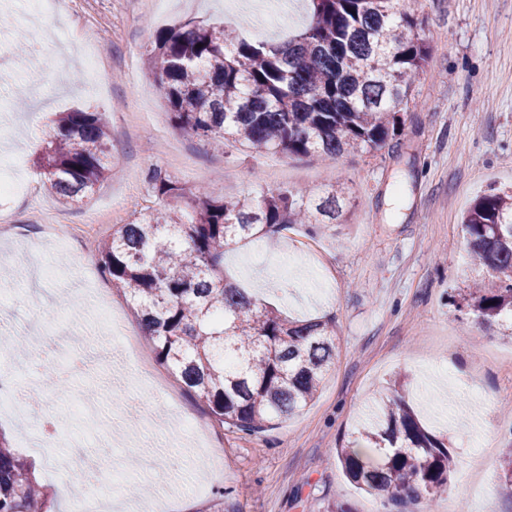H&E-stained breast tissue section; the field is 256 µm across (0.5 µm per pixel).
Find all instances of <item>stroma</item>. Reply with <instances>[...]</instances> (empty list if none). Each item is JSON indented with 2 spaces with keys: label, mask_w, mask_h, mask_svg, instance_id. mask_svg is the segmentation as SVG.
I'll return each instance as SVG.
<instances>
[{
  "label": "stroma",
  "mask_w": 512,
  "mask_h": 512,
  "mask_svg": "<svg viewBox=\"0 0 512 512\" xmlns=\"http://www.w3.org/2000/svg\"><path fill=\"white\" fill-rule=\"evenodd\" d=\"M434 52L415 86L416 104L380 151L314 163L245 152L175 128L147 61L158 31L196 17L242 37L282 41L309 21L305 0H60L34 37L25 0H0V157L19 156L26 192L0 205L6 270L0 273V364L58 417L56 445L30 441L31 417L0 412V431L32 463L54 512H62L84 471L113 469L122 486L103 512H323L382 502L345 476L335 453L352 440L368 407L397 377L422 424L447 438L456 471L446 493L407 500L402 512H512L499 493L471 495L495 477L512 448V339L480 326L460 303L471 258L463 212L490 187H512V0H406ZM105 113L112 178L82 202L47 192L32 163L56 114ZM228 200L279 188L318 196L343 183L336 223L293 224L224 255V276L283 315L336 321L337 356L317 397L272 429L247 434L209 420L169 368L167 390L137 383L122 343L96 316V291H109L125 325L138 317L102 274L99 248L153 205L152 170ZM89 235V251L76 238ZM26 289L29 302L12 290ZM40 307L32 317L30 303ZM71 322L62 354L41 363L9 345L56 344V322ZM152 408L137 422L128 406ZM75 458L70 476L54 458Z\"/></svg>",
  "instance_id": "1"
}]
</instances>
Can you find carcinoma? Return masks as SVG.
<instances>
[{
  "label": "carcinoma",
  "instance_id": "1",
  "mask_svg": "<svg viewBox=\"0 0 512 512\" xmlns=\"http://www.w3.org/2000/svg\"><path fill=\"white\" fill-rule=\"evenodd\" d=\"M310 23L282 42L249 41L195 17L156 34L148 60L176 128L255 152L307 159L379 151L399 133L432 45L403 0H307ZM103 112H61L38 158L58 197L79 203L112 177ZM160 207H147L101 246L103 273L124 290L157 358L221 423L254 434L314 400L336 357L331 318L290 319L224 279V252L290 224L342 211V189L315 200L284 189L227 201L155 171ZM186 201L180 214L171 201ZM482 282L467 292L479 323L509 322L512 193L492 188L463 215ZM358 437L336 445L348 479L381 499L433 498L456 461L397 394L381 393ZM497 490L512 494V450ZM0 512H52L27 463L0 434Z\"/></svg>",
  "mask_w": 512,
  "mask_h": 512
}]
</instances>
